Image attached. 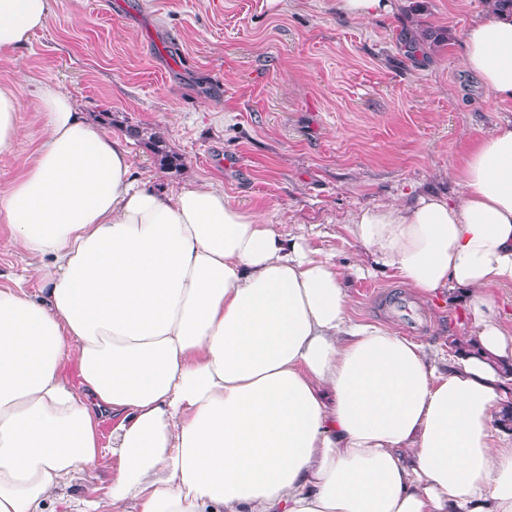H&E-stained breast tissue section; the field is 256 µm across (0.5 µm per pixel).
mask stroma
Returning <instances> with one entry per match:
<instances>
[{
	"label": "stroma",
	"mask_w": 512,
	"mask_h": 512,
	"mask_svg": "<svg viewBox=\"0 0 512 512\" xmlns=\"http://www.w3.org/2000/svg\"><path fill=\"white\" fill-rule=\"evenodd\" d=\"M488 9L399 0L392 15L350 20L335 0H51L46 28L0 53V87L23 88L0 191L34 156L46 123L36 94L49 83L105 134L147 129L184 161L160 169L128 138L141 181L218 186L348 269L361 258L354 212L413 189L456 196L466 146L512 121V103L461 62L465 27ZM347 291L353 319L453 352L464 293L434 309L381 274Z\"/></svg>",
	"instance_id": "35a3bbf8"
}]
</instances>
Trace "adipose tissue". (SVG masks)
Instances as JSON below:
<instances>
[{
	"mask_svg": "<svg viewBox=\"0 0 512 512\" xmlns=\"http://www.w3.org/2000/svg\"><path fill=\"white\" fill-rule=\"evenodd\" d=\"M50 11L0 0V52ZM462 64L512 102V16L473 19ZM38 107L35 159L0 192L32 282L0 287V512H45L102 462L103 497L68 512H512V326L492 295L512 288V122L468 149L457 197L414 192L348 226L353 275L435 304L465 290L476 351L451 358L350 318L346 274L301 235L209 184L138 182L122 139L53 87Z\"/></svg>",
	"mask_w": 512,
	"mask_h": 512,
	"instance_id": "ef3b65f1",
	"label": "adipose tissue"
}]
</instances>
